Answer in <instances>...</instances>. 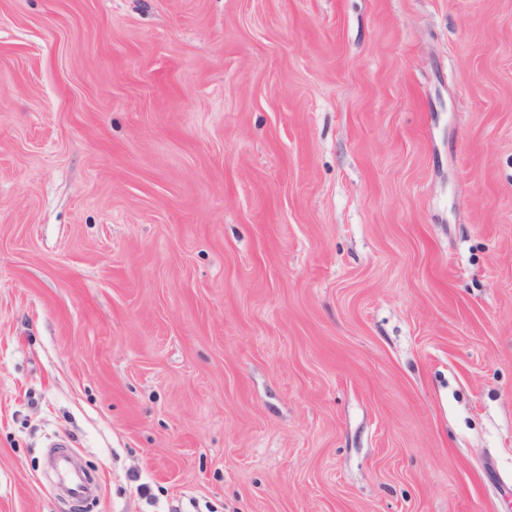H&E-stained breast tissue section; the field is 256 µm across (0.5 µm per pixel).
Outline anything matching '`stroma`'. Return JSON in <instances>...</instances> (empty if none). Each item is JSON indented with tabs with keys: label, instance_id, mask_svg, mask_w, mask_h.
I'll use <instances>...</instances> for the list:
<instances>
[{
	"label": "stroma",
	"instance_id": "stroma-1",
	"mask_svg": "<svg viewBox=\"0 0 512 512\" xmlns=\"http://www.w3.org/2000/svg\"><path fill=\"white\" fill-rule=\"evenodd\" d=\"M0 512H512V0H0Z\"/></svg>",
	"mask_w": 512,
	"mask_h": 512
}]
</instances>
